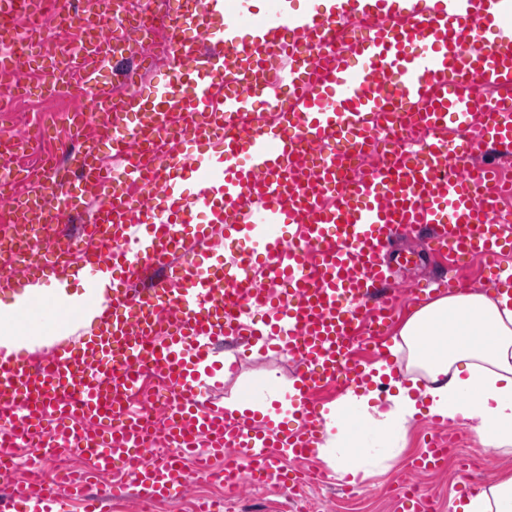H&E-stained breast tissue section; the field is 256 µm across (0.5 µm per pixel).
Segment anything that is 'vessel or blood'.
<instances>
[{"instance_id":"1","label":"vessel or blood","mask_w":512,"mask_h":512,"mask_svg":"<svg viewBox=\"0 0 512 512\" xmlns=\"http://www.w3.org/2000/svg\"><path fill=\"white\" fill-rule=\"evenodd\" d=\"M248 0H173L167 13L174 65L165 79L105 82L101 70L119 54L110 40L92 44L80 81L89 105L65 136L76 182H50L26 168L0 173L12 197L7 221L58 223L82 214L96 197L94 248L83 235L40 249L25 235L28 275L80 256L91 271L111 266L112 297L99 333L57 346L42 363L0 351L1 448L41 455L80 454L94 472L123 471L106 490L119 498L139 487L149 503H177L184 459L220 458L219 476L234 489L276 479L299 493L304 479L285 461L311 458L319 440L322 384L347 390L365 376L357 344L381 349L396 313L383 291L384 255L400 237L429 227V250L449 261L487 260L494 281L512 280L499 252H512V185L501 183L490 152L512 149V0H405L354 18L271 8L246 22ZM31 0H0V23L35 16ZM278 119L241 126L257 99ZM411 125L427 140L369 171L348 173L353 153L377 124ZM180 134L177 151L164 144ZM195 185L185 193V181ZM206 223H198V215ZM301 228L299 239L281 230ZM223 227L225 241L255 250L215 265L197 246ZM149 289H136L146 272ZM234 336L285 337L305 395L290 428H254L245 417L212 414L188 381L209 345ZM166 382L173 406L162 427L130 414L129 394L143 371ZM415 470L448 458L438 419ZM170 451L154 453L157 438ZM87 477L56 487L14 485L0 512H62L84 501ZM399 512H436L432 495L399 480Z\"/></svg>"}]
</instances>
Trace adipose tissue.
I'll return each instance as SVG.
<instances>
[{"mask_svg": "<svg viewBox=\"0 0 512 512\" xmlns=\"http://www.w3.org/2000/svg\"><path fill=\"white\" fill-rule=\"evenodd\" d=\"M112 295V272L89 275L83 265L59 270L46 281L0 294V349L12 353L90 333ZM392 353L405 354L406 368L422 372L415 392L383 361L373 365L372 386L349 389L323 414L318 456L337 481L385 468L401 452L408 424L421 413L469 425L482 445L512 453V293L478 291L437 296L416 306L393 337ZM386 394H379L378 384ZM384 406H376L377 398ZM302 394L274 373L240 391L238 412L277 423ZM453 512H512V471L488 489L458 500Z\"/></svg>", "mask_w": 512, "mask_h": 512, "instance_id": "adipose-tissue-1", "label": "adipose tissue"}]
</instances>
